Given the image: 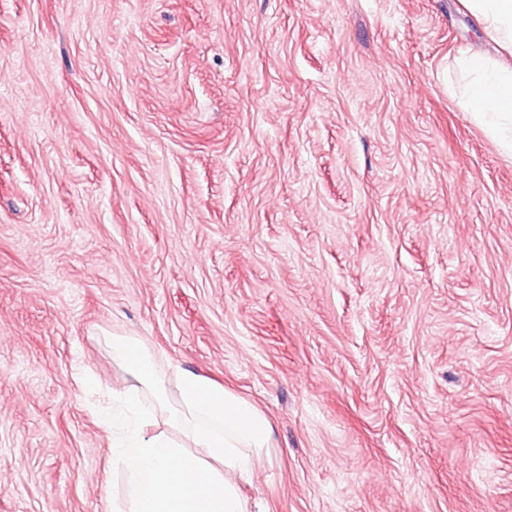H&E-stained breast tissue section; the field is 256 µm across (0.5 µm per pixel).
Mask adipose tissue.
Segmentation results:
<instances>
[{
    "mask_svg": "<svg viewBox=\"0 0 512 512\" xmlns=\"http://www.w3.org/2000/svg\"><path fill=\"white\" fill-rule=\"evenodd\" d=\"M463 2L509 60L460 57L457 67L467 79L462 106L512 152V0ZM112 357L135 378L112 391L101 414L113 462L125 476L115 512H251L239 483L253 476L269 451L273 429L267 416L192 371L178 373L175 386H168L162 365L136 337H113ZM158 413L185 435L186 444L145 435Z\"/></svg>",
    "mask_w": 512,
    "mask_h": 512,
    "instance_id": "adipose-tissue-1",
    "label": "adipose tissue"
}]
</instances>
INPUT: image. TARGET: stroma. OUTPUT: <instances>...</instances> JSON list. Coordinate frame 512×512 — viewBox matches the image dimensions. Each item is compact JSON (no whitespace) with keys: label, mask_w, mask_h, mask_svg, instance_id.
<instances>
[{"label":"stroma","mask_w":512,"mask_h":512,"mask_svg":"<svg viewBox=\"0 0 512 512\" xmlns=\"http://www.w3.org/2000/svg\"><path fill=\"white\" fill-rule=\"evenodd\" d=\"M476 50L462 0H0V512H113L115 335L272 421L260 512H512Z\"/></svg>","instance_id":"1"}]
</instances>
